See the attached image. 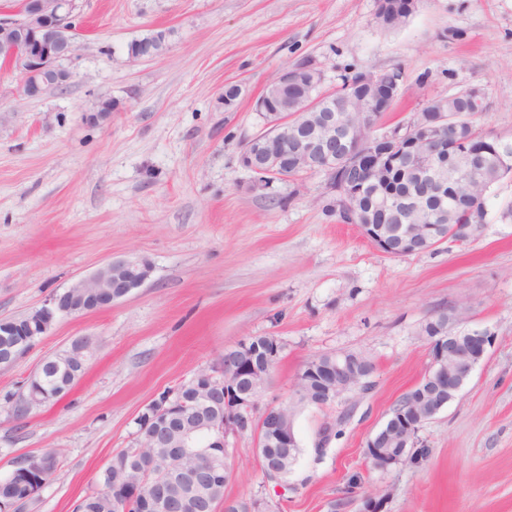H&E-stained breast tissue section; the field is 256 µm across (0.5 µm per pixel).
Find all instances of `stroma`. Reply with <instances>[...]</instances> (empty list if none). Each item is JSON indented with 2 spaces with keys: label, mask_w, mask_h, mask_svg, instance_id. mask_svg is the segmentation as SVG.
I'll use <instances>...</instances> for the list:
<instances>
[{
  "label": "stroma",
  "mask_w": 512,
  "mask_h": 512,
  "mask_svg": "<svg viewBox=\"0 0 512 512\" xmlns=\"http://www.w3.org/2000/svg\"><path fill=\"white\" fill-rule=\"evenodd\" d=\"M374 11L375 0H83L67 86L29 98L0 65V317H23L115 260L151 268L142 287L57 319L0 367V478L25 455L59 451L25 512H73L113 455L136 448L153 399L250 336L284 346L258 408L291 409L301 453L271 481L254 433L230 438L225 498L262 500L266 512H360L365 493L384 497L385 512H512V221L500 219L512 178L491 188L474 236L392 257L324 211V173L264 184L240 162L264 130L255 99L303 60L330 83L400 71L377 132L408 123L423 100L475 86L477 130L512 139V0H421L392 31ZM451 27L465 40H448ZM157 29L169 33L166 51L130 59L128 43ZM230 83L242 93L228 109ZM103 98L117 103L110 114L97 110ZM453 308L494 331V346L420 429L428 460L371 469L367 438L431 364L423 324ZM83 337L95 347L73 389L16 417L40 362ZM344 352L371 363L368 389L300 404L303 365ZM354 474L358 494L346 491Z\"/></svg>",
  "instance_id": "1"
}]
</instances>
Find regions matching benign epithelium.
Segmentation results:
<instances>
[{"instance_id":"1","label":"benign epithelium","mask_w":512,"mask_h":512,"mask_svg":"<svg viewBox=\"0 0 512 512\" xmlns=\"http://www.w3.org/2000/svg\"><path fill=\"white\" fill-rule=\"evenodd\" d=\"M80 0H22L17 10L0 11V46L9 51L8 66L20 79L27 97L71 81L68 64L76 58L79 33L76 19ZM298 65L281 70L273 80V95L255 100L266 131L249 139L241 154V164L257 182L288 179V168L323 171L327 191L334 203L344 209H356V201L371 184L375 172L387 165H401L427 179L433 193L442 194L445 186L461 184L483 172L460 156L448 163V127L457 128L465 116L417 115L406 125L378 134L370 123L349 125L336 109L325 108L313 91L291 99ZM424 196L386 198L384 211L420 210ZM365 239L381 252L393 256L421 254L435 246L444 229L442 224L357 223ZM150 276L145 264L112 261L93 275L82 278L23 319L0 318V335L12 337L0 350V366H9L23 357L35 344L28 336L47 335L56 318L84 314L112 305L141 287ZM440 332L428 340L433 346L432 362L407 399L366 441L369 461L381 448H396L398 454L379 471L402 464L408 456L427 457L429 449L419 444L422 425L442 409L437 400L443 392H457L475 367L483 361L496 341L488 328L463 327L456 313L442 312L434 318ZM93 342L75 340L70 348L53 357L56 364L86 363ZM280 341L272 336H250L224 349L220 366L201 370L176 389L155 399L142 412L146 423L141 431L136 468L146 483L140 495L129 489L131 501L117 504L115 512H128L131 502L142 512H186L196 497L210 491L219 482L218 460H224V478L230 477L229 437L252 431L256 451L269 478L276 479L287 467L284 459L298 447L292 414L284 406L272 407L256 416L258 400L266 388L272 370L281 358ZM46 364L30 376L25 412L51 405L55 400L42 391ZM372 366L362 355L343 353L321 363L309 360L297 376L298 399L315 406L333 402L344 393L365 386ZM212 429L209 447L197 466L176 468L142 457L146 448H184L193 432ZM56 465L45 452L20 459L17 466L39 475L28 497L44 487L43 478ZM260 512L256 500L209 499L204 512Z\"/></svg>"}]
</instances>
